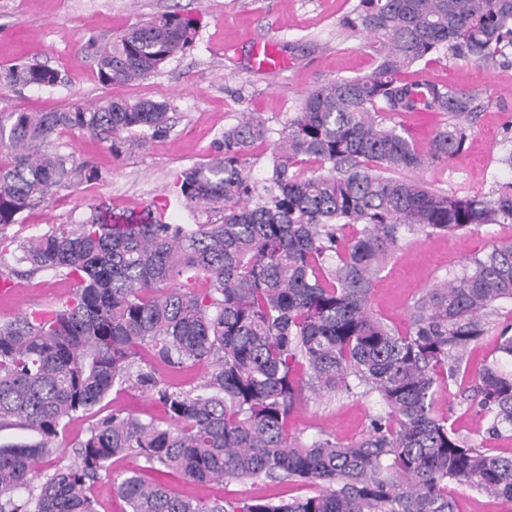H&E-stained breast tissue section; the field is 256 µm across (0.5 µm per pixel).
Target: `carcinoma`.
<instances>
[{
  "instance_id": "cac0c4a2",
  "label": "carcinoma",
  "mask_w": 512,
  "mask_h": 512,
  "mask_svg": "<svg viewBox=\"0 0 512 512\" xmlns=\"http://www.w3.org/2000/svg\"><path fill=\"white\" fill-rule=\"evenodd\" d=\"M198 22L168 12L91 44L102 82L133 84L193 45ZM339 27L364 33L366 75L317 83L274 128L240 113L210 157L177 177L178 200L217 222L170 224L168 204L140 216L95 214L19 241L25 210L96 174L57 149L62 131L159 137L169 104L148 98L0 116V275L26 263L75 284L51 311L0 326V431L33 439L0 446V512H96L91 487L123 454L145 466L114 481L128 512H456L448 483L512 503V456L460 438L434 413L439 388L469 369L496 304L512 301V242L494 245L414 302L402 332L377 317L374 284L410 236L512 224V181L488 196L438 192L407 177L448 164L471 138L483 92L404 79L441 58L500 64L512 49V0H358ZM46 64L0 67V86L53 88ZM446 116L425 146L395 117ZM271 168L257 181L254 151ZM475 371L474 401L498 437L512 433V336ZM171 368H206L173 387L145 355ZM375 394L384 414L345 444L288 433L305 392ZM149 393V420L114 412L76 443L74 463L34 484V470L79 412L111 389ZM198 483L257 479L313 485L278 503L204 502L151 477Z\"/></svg>"
}]
</instances>
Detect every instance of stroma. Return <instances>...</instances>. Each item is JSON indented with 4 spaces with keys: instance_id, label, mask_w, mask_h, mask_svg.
Returning <instances> with one entry per match:
<instances>
[{
    "instance_id": "1",
    "label": "stroma",
    "mask_w": 512,
    "mask_h": 512,
    "mask_svg": "<svg viewBox=\"0 0 512 512\" xmlns=\"http://www.w3.org/2000/svg\"><path fill=\"white\" fill-rule=\"evenodd\" d=\"M357 0H0V66L40 62L58 69L64 79L52 90L0 87V113L52 112L107 98H151L170 106V128L157 138L123 145L79 132L62 133L57 144L98 174L97 179L61 189L48 202L24 211L9 232L25 239L55 224H81L99 211L141 213L167 204L173 224H202L206 215L176 203L177 175L214 151L224 128L239 112L260 113L279 126L318 82L369 73L373 58L364 36L349 37L340 20ZM179 6L199 21L193 48L164 69L133 85H103L84 49L88 38L107 41L127 27ZM270 41L284 65L275 75L257 72L251 59L259 39ZM416 83L439 82L454 88L486 91L489 100L478 113L469 147L447 166L417 172V179L443 193H487L496 183L512 181V168L499 161L502 132L512 121V64L486 66L447 58L414 67ZM512 242V224H488L466 232L419 236L382 271L372 290L375 315L391 327L405 329L413 301L433 283L452 278L473 257L492 246ZM19 295L0 294V325L37 309L60 307L72 294L71 280L51 272L12 275ZM512 328V301L498 303L484 337L470 353L472 367L495 358L499 338ZM473 376L448 382L435 397L437 415L448 418L460 435L512 454V437L488 435L487 422L474 405ZM122 411L146 419L159 415L152 397L136 390L110 391L92 414L66 429L62 452L44 458L37 473L72 462V444L85 439L96 419ZM383 407L360 389L333 397H309L290 419V431L302 441L320 434L353 443L364 437ZM139 463L128 455L111 460V474L93 487L97 512H124L125 502L112 480ZM166 483L193 499L285 500L313 494V486L277 481L201 485L174 475Z\"/></svg>"
}]
</instances>
